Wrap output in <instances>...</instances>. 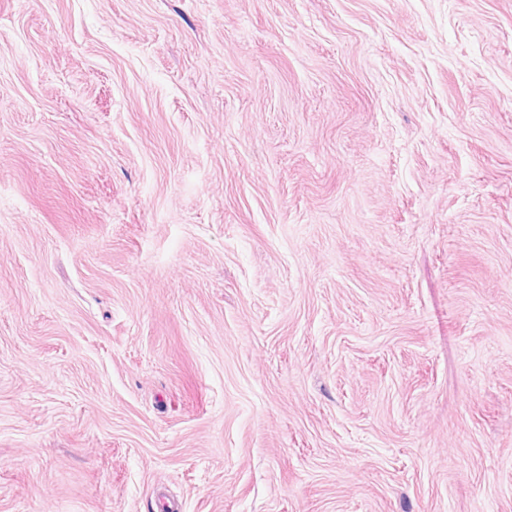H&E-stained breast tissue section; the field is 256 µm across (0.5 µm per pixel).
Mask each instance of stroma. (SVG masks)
<instances>
[{"label":"stroma","mask_w":512,"mask_h":512,"mask_svg":"<svg viewBox=\"0 0 512 512\" xmlns=\"http://www.w3.org/2000/svg\"><path fill=\"white\" fill-rule=\"evenodd\" d=\"M512 512V0H0V512Z\"/></svg>","instance_id":"35a3bbf8"}]
</instances>
